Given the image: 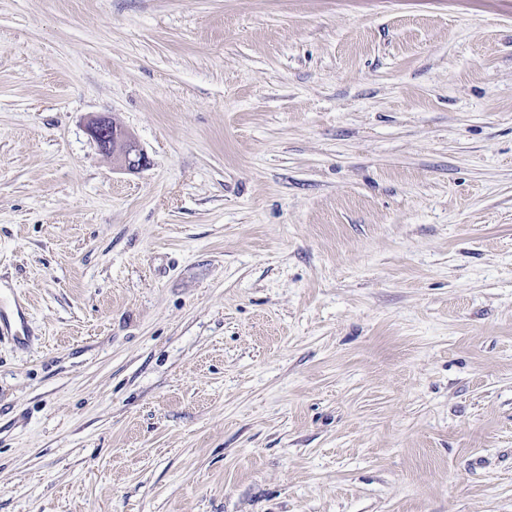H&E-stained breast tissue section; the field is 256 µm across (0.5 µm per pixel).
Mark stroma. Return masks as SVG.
<instances>
[{
	"mask_svg": "<svg viewBox=\"0 0 512 512\" xmlns=\"http://www.w3.org/2000/svg\"><path fill=\"white\" fill-rule=\"evenodd\" d=\"M0 305V512H512V0H0ZM88 133L99 150L119 162L127 171L147 166V157L136 139L123 131L107 115H98L88 124Z\"/></svg>",
	"mask_w": 512,
	"mask_h": 512,
	"instance_id": "35a3bbf8",
	"label": "stroma"
}]
</instances>
